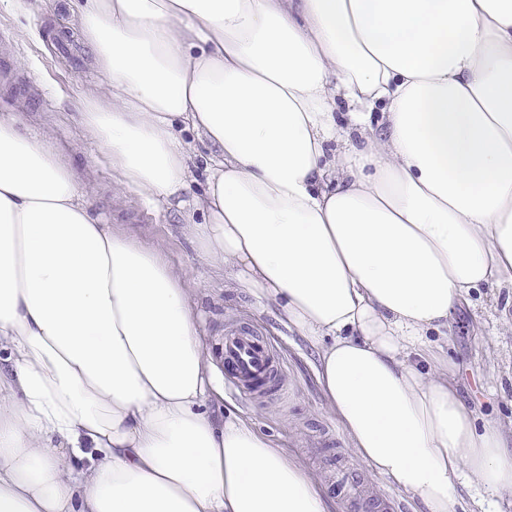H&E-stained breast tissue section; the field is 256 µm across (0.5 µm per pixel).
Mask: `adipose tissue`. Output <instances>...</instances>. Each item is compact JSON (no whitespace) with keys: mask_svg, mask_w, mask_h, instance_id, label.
<instances>
[{"mask_svg":"<svg viewBox=\"0 0 512 512\" xmlns=\"http://www.w3.org/2000/svg\"><path fill=\"white\" fill-rule=\"evenodd\" d=\"M77 25L120 184L204 214L182 233L311 344L373 474L426 512L464 477L491 512L512 444L448 332L472 290L512 307V0H84ZM223 396L176 268L0 118V512H329Z\"/></svg>","mask_w":512,"mask_h":512,"instance_id":"ef3b65f1","label":"adipose tissue"}]
</instances>
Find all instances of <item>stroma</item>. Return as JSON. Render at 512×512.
Returning a JSON list of instances; mask_svg holds the SVG:
<instances>
[{"label": "stroma", "instance_id": "obj_1", "mask_svg": "<svg viewBox=\"0 0 512 512\" xmlns=\"http://www.w3.org/2000/svg\"><path fill=\"white\" fill-rule=\"evenodd\" d=\"M74 14L75 0H0V118L57 148L98 221L159 246L185 273L201 341L224 388L223 400L208 403V412L220 418L231 408L251 418L261 435L304 465L330 496L332 512H350L343 486L349 478L373 512H417L409 495L374 477L348 446L325 408L310 344L289 332L276 310L258 309L230 276L213 274L182 234L174 208L146 204L113 177L105 147L89 137L81 121L90 98L106 93L108 79L72 29ZM500 295L496 288L473 292L471 305L456 314L448 357L478 419L507 428L512 426V328L501 320ZM231 327L253 332L275 359L277 378L259 394L233 389L222 350Z\"/></svg>", "mask_w": 512, "mask_h": 512}]
</instances>
